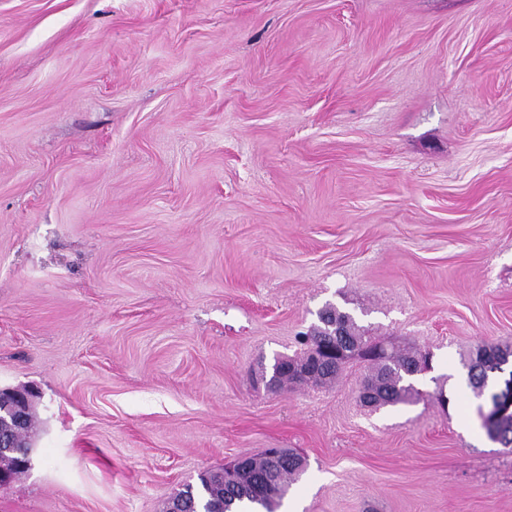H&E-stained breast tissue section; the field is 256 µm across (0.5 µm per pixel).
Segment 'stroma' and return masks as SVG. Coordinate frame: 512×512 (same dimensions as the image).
Instances as JSON below:
<instances>
[{
  "instance_id": "35a3bbf8",
  "label": "stroma",
  "mask_w": 512,
  "mask_h": 512,
  "mask_svg": "<svg viewBox=\"0 0 512 512\" xmlns=\"http://www.w3.org/2000/svg\"><path fill=\"white\" fill-rule=\"evenodd\" d=\"M414 402L271 390L326 304ZM512 347V0H0V512H164L288 448L291 512H512L465 359ZM443 390L448 407L434 400ZM34 395L36 391L32 387L21 390L0 388V422L13 428L21 427L29 412L30 399Z\"/></svg>"
}]
</instances>
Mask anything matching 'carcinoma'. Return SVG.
I'll list each match as a JSON object with an SVG mask.
<instances>
[{"instance_id":"cac0c4a2","label":"carcinoma","mask_w":512,"mask_h":512,"mask_svg":"<svg viewBox=\"0 0 512 512\" xmlns=\"http://www.w3.org/2000/svg\"><path fill=\"white\" fill-rule=\"evenodd\" d=\"M352 330L349 336L336 337V371L352 359L351 352L358 350L361 359L370 361V373L364 385L372 386L382 392L385 406H396L409 402L417 393L414 385L407 382L412 374L419 371L417 363L401 350L375 358L371 348L377 343L367 339L364 330L354 318L345 312L336 311ZM506 356L512 357L511 349L479 345L475 349L469 367V383L476 387L486 383L494 363ZM303 471L300 457L288 452V457L276 465H270L268 452L251 458L247 470L237 479L224 486V494L218 495L213 481V473L200 475L197 486L189 485L181 493L189 512H276L281 506L289 480Z\"/></svg>"}]
</instances>
